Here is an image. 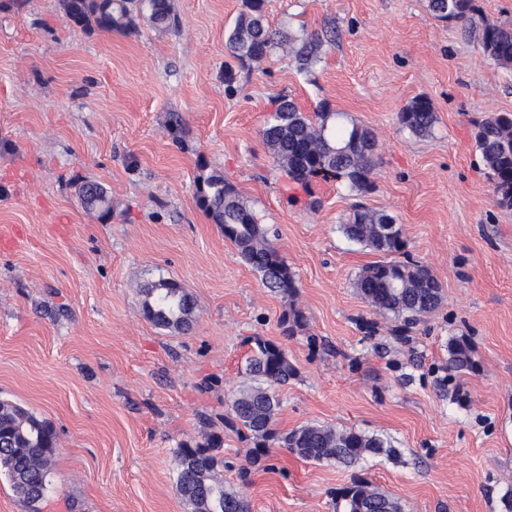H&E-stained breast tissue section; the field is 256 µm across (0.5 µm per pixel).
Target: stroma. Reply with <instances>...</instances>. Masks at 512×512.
Listing matches in <instances>:
<instances>
[{"instance_id": "stroma-1", "label": "stroma", "mask_w": 512, "mask_h": 512, "mask_svg": "<svg viewBox=\"0 0 512 512\" xmlns=\"http://www.w3.org/2000/svg\"><path fill=\"white\" fill-rule=\"evenodd\" d=\"M171 3L179 29L142 20L120 34L74 25L62 0H0V399L56 430L41 512H187L173 450L210 431L224 440V486L249 512H335L356 478L405 512H502L512 209L495 201L472 122L512 112V67L427 0H265L287 34L335 30L307 72L279 51L248 67L233 58L243 0ZM419 96L437 115L423 138L398 119ZM284 97L375 132L371 191L305 188L275 166L260 131ZM210 175L269 228L295 296L265 288L198 206ZM89 182L111 197L109 218L82 206ZM357 203L394 216L406 253L443 285L409 340L354 287L378 259L340 230ZM162 278L193 297L190 331L145 317L141 288ZM294 307L306 327L287 336ZM254 336L282 345L296 370L278 390V431L352 429L387 438L398 457L312 463L224 424L250 382ZM461 336L477 366L451 375L448 344Z\"/></svg>"}]
</instances>
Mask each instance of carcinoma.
<instances>
[{"instance_id": "obj_1", "label": "carcinoma", "mask_w": 512, "mask_h": 512, "mask_svg": "<svg viewBox=\"0 0 512 512\" xmlns=\"http://www.w3.org/2000/svg\"><path fill=\"white\" fill-rule=\"evenodd\" d=\"M263 6L264 0H244V11L228 34L229 51L244 64L261 61L281 43V33L265 23ZM427 7L439 20L466 22L467 30L478 34L484 55L503 66L512 65V27L475 18L473 0H428ZM64 8L73 24L93 25L106 32H131L139 18L148 19L160 29L179 28L171 0H64ZM334 38L332 30L302 38L295 51L300 68L315 63L318 48ZM399 119L403 127L419 137L429 136L436 123L433 105L426 97L412 100L400 112ZM261 135L278 167L298 183L309 185L317 179L345 181L360 192H367L372 186L377 156L374 133L348 122L344 113L327 105L308 113L294 102L283 100L266 121ZM473 137L497 203L511 209L512 113L485 116L474 124ZM196 199L199 207L224 229V237L236 247L241 261L261 276L265 287L289 296L297 292L294 272L232 182L212 175L197 185ZM80 201L85 209L99 211L101 219L112 211L107 192L97 184L83 185ZM389 218L391 215L382 210L357 204L340 228L347 239L381 256L362 268L356 288L376 312L399 322L395 332L403 338L442 304L444 293L426 266L394 259L405 242L400 232L392 237L382 234ZM143 293L144 314L155 326L179 332L190 329L194 301L178 282L162 279ZM305 325L306 316L298 309L291 310L282 320L287 336L295 335ZM448 354L450 372L475 367L473 350L464 338L451 340ZM246 372L252 384L238 391L224 421L244 428L257 441V447L276 444L305 461H334L345 466L369 456L390 458L396 454L383 438L353 430L305 425L278 432L274 424L280 400L274 386L286 385L295 376V368L281 346L255 338ZM56 451L55 431L49 421L20 405L0 401V474L30 512H39V503L45 498ZM173 465L178 491L191 512H246L242 497L224 488V481L218 477L219 468L224 465V440L219 435L212 433L201 443H179L174 449ZM336 508L342 512H401L395 499L363 480L354 481L340 493Z\"/></svg>"}]
</instances>
